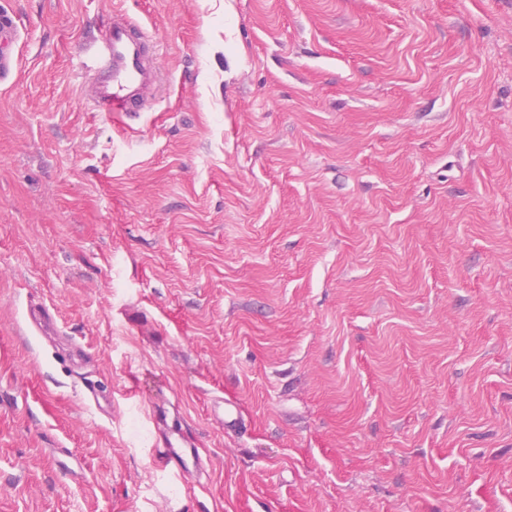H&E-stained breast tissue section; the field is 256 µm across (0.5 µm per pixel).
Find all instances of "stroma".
Masks as SVG:
<instances>
[{
	"instance_id": "1",
	"label": "stroma",
	"mask_w": 512,
	"mask_h": 512,
	"mask_svg": "<svg viewBox=\"0 0 512 512\" xmlns=\"http://www.w3.org/2000/svg\"><path fill=\"white\" fill-rule=\"evenodd\" d=\"M2 11L0 512H512V0ZM119 13L135 121L90 102ZM149 419L157 434L155 447L164 448L161 453L164 455L166 467L169 468L174 478L180 477L187 468V465L185 455L174 450L178 445V439L172 438V434L166 427V418L161 413L153 410Z\"/></svg>"
}]
</instances>
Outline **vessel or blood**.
Returning <instances> with one entry per match:
<instances>
[{"mask_svg":"<svg viewBox=\"0 0 512 512\" xmlns=\"http://www.w3.org/2000/svg\"><path fill=\"white\" fill-rule=\"evenodd\" d=\"M152 45L128 17H115L112 25L96 44V57L108 74V81L92 106L99 112H123L129 117H139L144 102L135 90L147 78V63ZM150 422L157 434L156 447L162 448L164 461L173 477H180L186 469L187 458H198V451L190 454L177 452L178 442L166 427V420L159 412H152Z\"/></svg>","mask_w":512,"mask_h":512,"instance_id":"vessel-or-blood-1","label":"vessel or blood"}]
</instances>
